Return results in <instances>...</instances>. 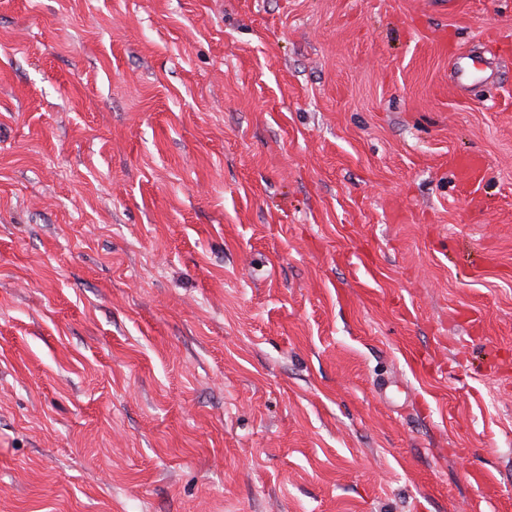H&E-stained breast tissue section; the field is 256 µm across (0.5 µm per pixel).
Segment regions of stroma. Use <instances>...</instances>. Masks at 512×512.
<instances>
[{"mask_svg": "<svg viewBox=\"0 0 512 512\" xmlns=\"http://www.w3.org/2000/svg\"><path fill=\"white\" fill-rule=\"evenodd\" d=\"M0 512H512V0H0Z\"/></svg>", "mask_w": 512, "mask_h": 512, "instance_id": "35a3bbf8", "label": "stroma"}]
</instances>
